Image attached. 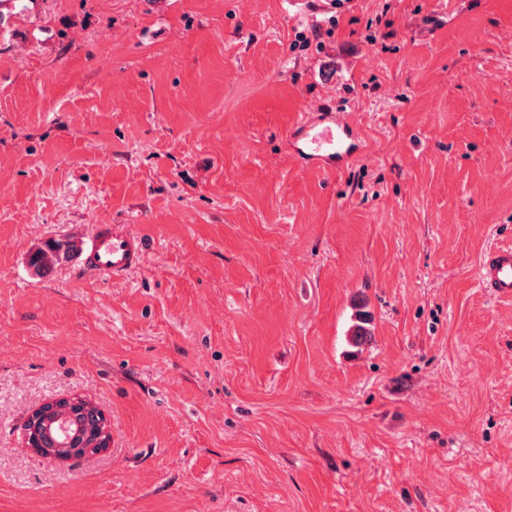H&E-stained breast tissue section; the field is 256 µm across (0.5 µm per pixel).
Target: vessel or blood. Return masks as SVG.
Listing matches in <instances>:
<instances>
[{"mask_svg": "<svg viewBox=\"0 0 512 512\" xmlns=\"http://www.w3.org/2000/svg\"><path fill=\"white\" fill-rule=\"evenodd\" d=\"M290 142L304 164L325 171L344 167L361 150L357 130L325 106L304 113L290 134ZM75 248L85 271L111 278L140 269L147 255L142 237L125 224L95 225L92 233L76 238ZM478 282L491 296L512 300L511 246L496 247L484 254Z\"/></svg>", "mask_w": 512, "mask_h": 512, "instance_id": "1", "label": "vessel or blood"}]
</instances>
